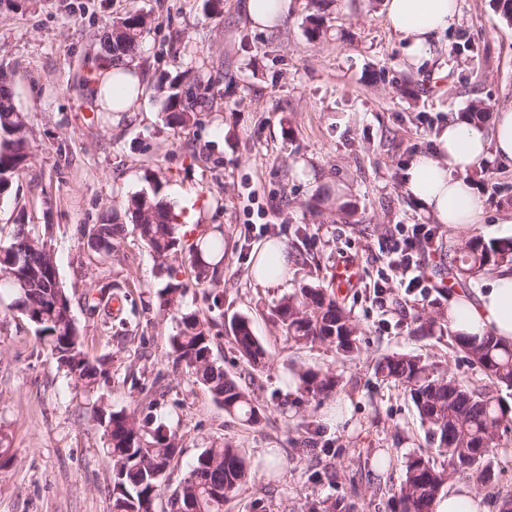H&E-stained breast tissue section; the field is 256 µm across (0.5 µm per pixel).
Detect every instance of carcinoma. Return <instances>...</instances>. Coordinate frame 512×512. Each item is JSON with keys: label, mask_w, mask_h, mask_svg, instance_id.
<instances>
[{"label": "carcinoma", "mask_w": 512, "mask_h": 512, "mask_svg": "<svg viewBox=\"0 0 512 512\" xmlns=\"http://www.w3.org/2000/svg\"><path fill=\"white\" fill-rule=\"evenodd\" d=\"M324 9L325 0H306L305 29L312 39L320 36ZM147 25L146 16L138 10L114 21L103 36L104 56L119 62L132 54ZM8 82V72L0 69V196L9 192L36 158L27 117L17 110ZM187 84H191L189 74L181 73L157 85L161 112L167 124L175 128L189 127L194 109L208 102L203 94L182 96ZM122 217L156 258L161 282L159 308L176 319V331L170 337L174 364L184 367L192 382L206 388L225 413L250 424L259 423L262 410L251 393L212 358L214 322L183 307L185 286L174 277V262L183 257L197 283L218 286L224 232L185 244L167 202L154 185L149 192L130 196L123 215L114 211L103 216L101 223L88 230V241L104 253H112L114 240L124 231ZM44 242L45 235L35 225L20 222L12 226L9 241L0 246L4 253L0 257V295L13 297L11 306L36 326L57 368L91 394L108 376L106 362L93 361L84 351L70 298L58 271L50 270ZM502 265H512V240H486L476 235L465 243L451 275L464 287ZM271 317L286 339L297 345H328L344 357L359 349V325L332 285L307 284L282 297L271 308ZM226 332L247 365L254 370L265 366L266 349L248 318L231 319ZM451 339L469 364L481 368L490 385L475 387L447 377L419 355L394 353L376 365V373L383 379L405 388L426 427L428 440L444 456L440 465L421 455L404 461L397 490L400 512H432L434 500L458 478L478 486L496 479L491 454L502 430L512 421V407L498 395L503 389L512 390V344L491 334L480 341L457 334ZM297 379L302 392L317 398L330 396L340 384L339 376L312 369L298 372ZM92 409L93 421L107 437L106 451L112 459V512H224V502L247 479L248 467L237 448L229 443L212 446L198 454L160 507L163 479L180 452V429L163 425L152 428L150 416L140 421L131 412L112 410L100 397Z\"/></svg>", "instance_id": "obj_1"}]
</instances>
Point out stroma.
Here are the masks:
<instances>
[{
  "label": "stroma",
  "instance_id": "1",
  "mask_svg": "<svg viewBox=\"0 0 512 512\" xmlns=\"http://www.w3.org/2000/svg\"><path fill=\"white\" fill-rule=\"evenodd\" d=\"M385 0H327L323 34L310 40L306 0L286 17L253 27L243 0H0V65L13 70L12 95L28 117L37 158L0 198V241L17 218L50 225L60 280L90 359L107 358L101 386L113 409H139L144 386L166 392L152 409L179 426L181 452L162 486L170 495L197 455L231 443L249 469L224 512H395L402 461L423 455L442 463L404 388L383 380L376 362L393 353L422 356L467 383L485 378L448 337L449 274L466 238L442 227V249L425 274V296L391 288L376 302L371 285L396 224L429 218L403 190L407 163L435 147L449 116L472 103L497 112L512 103V21L494 0H458L437 55L407 63L404 42L387 26ZM136 9L148 31L132 61L145 93L129 112L95 103L91 75L100 38ZM198 76L212 107L185 129L168 126L155 98L165 75ZM471 181L486 199L474 234L500 239L512 212V165L484 159ZM156 181L169 206L191 202L181 224L186 242L224 229L219 287L194 285L189 265L184 305L223 328L248 317L267 350L252 370L218 333L213 356L263 410L253 425L225 413L208 391L172 367L176 321L158 309L156 261L132 229L111 254L87 247L85 227ZM341 190V207L309 205L321 189ZM286 245L287 280L256 282L253 258L266 242ZM352 260L358 277L344 303L360 325V350L344 358L327 345H297L273 324L270 309L308 283L331 280ZM332 371L340 386L317 400L302 394L298 370ZM81 388L59 372L35 326L0 301V512H112V461ZM497 482L480 488L488 507L512 495V428L492 457Z\"/></svg>",
  "mask_w": 512,
  "mask_h": 512
}]
</instances>
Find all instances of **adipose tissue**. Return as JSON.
<instances>
[{"mask_svg":"<svg viewBox=\"0 0 512 512\" xmlns=\"http://www.w3.org/2000/svg\"><path fill=\"white\" fill-rule=\"evenodd\" d=\"M385 9L390 28L403 39L405 55L413 63L433 57L437 37L458 12L457 0H385ZM119 78L130 82L131 90L117 101L109 88ZM92 92L103 107L127 112L142 96L144 84L133 66L106 57L97 66ZM436 143L435 152L417 153L407 165L404 190L435 223L468 231L482 223L485 202L465 173L490 153L512 164V104L498 112L489 131L465 119H450ZM448 324L464 336L480 338L490 333L511 343L512 266L498 268L477 298L451 296Z\"/></svg>","mask_w":512,"mask_h":512,"instance_id":"obj_1","label":"adipose tissue"}]
</instances>
